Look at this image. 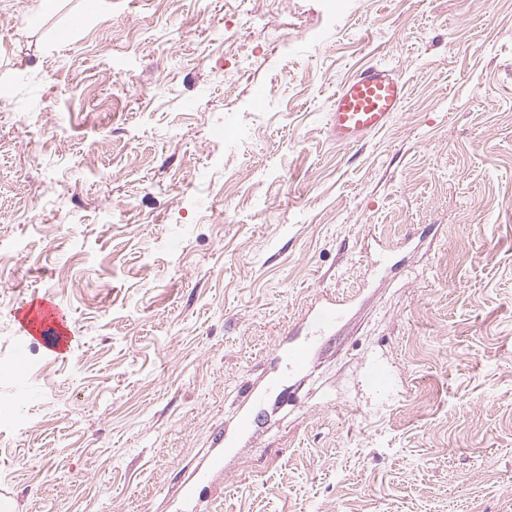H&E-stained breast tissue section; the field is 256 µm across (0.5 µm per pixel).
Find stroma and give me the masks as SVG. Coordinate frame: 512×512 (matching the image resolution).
Returning <instances> with one entry per match:
<instances>
[{
	"instance_id": "35a3bbf8",
	"label": "stroma",
	"mask_w": 512,
	"mask_h": 512,
	"mask_svg": "<svg viewBox=\"0 0 512 512\" xmlns=\"http://www.w3.org/2000/svg\"><path fill=\"white\" fill-rule=\"evenodd\" d=\"M31 3L0 0V362L37 392L0 378L9 512H180L326 294L335 341L199 512H512V0ZM368 63L407 101L338 147ZM406 84L384 64H369L346 78L330 102L328 137L355 147L387 128L402 112ZM17 317L24 331L29 335L37 336L51 332L57 344L54 348L55 353L60 354L64 350L61 348L62 344L67 346L66 315L56 305L46 303L35 307L29 306L19 312Z\"/></svg>"
}]
</instances>
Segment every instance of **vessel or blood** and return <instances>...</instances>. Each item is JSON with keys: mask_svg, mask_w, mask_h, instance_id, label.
<instances>
[{"mask_svg": "<svg viewBox=\"0 0 512 512\" xmlns=\"http://www.w3.org/2000/svg\"><path fill=\"white\" fill-rule=\"evenodd\" d=\"M407 99L406 84L388 66L370 64L358 69L338 87L330 102L327 134L336 145L355 147L370 135L387 128L402 112ZM349 305L329 296H322L310 306L306 318L290 325L285 336L272 350L273 370L265 383L247 388L250 407L265 404L276 393H282L287 379L302 371L310 355L320 344L336 333V326L345 317ZM18 320L29 335L51 333L56 344L67 343L66 316L53 304H40L23 309ZM233 432H220L205 452V466L195 485L187 490L188 499H195L199 486L213 477L224 475L226 461L250 425L248 410L237 411Z\"/></svg>", "mask_w": 512, "mask_h": 512, "instance_id": "b4317fda", "label": "vessel or blood"}]
</instances>
